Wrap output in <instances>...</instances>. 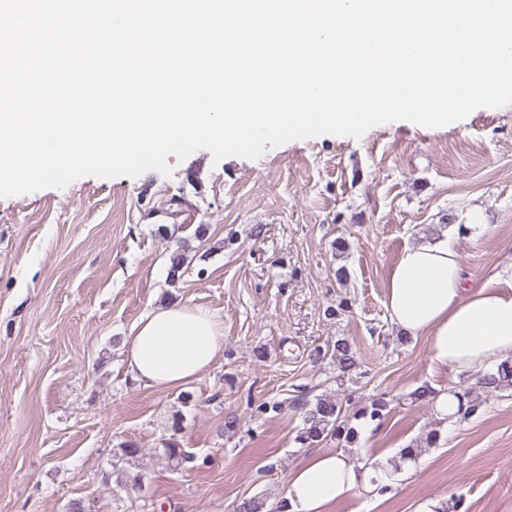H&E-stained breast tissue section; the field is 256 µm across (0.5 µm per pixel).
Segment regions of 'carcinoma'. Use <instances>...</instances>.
I'll return each instance as SVG.
<instances>
[{"label":"carcinoma","mask_w":512,"mask_h":512,"mask_svg":"<svg viewBox=\"0 0 512 512\" xmlns=\"http://www.w3.org/2000/svg\"><path fill=\"white\" fill-rule=\"evenodd\" d=\"M331 359L336 363V385L343 387L354 381L358 374L359 361L352 342L345 336H338L332 341ZM512 389V359L484 370L475 378L474 386L448 391V397L455 401L456 409L448 414L446 420L470 419L482 409L484 397L506 392ZM437 392L424 385L404 395L412 405H434ZM395 399L383 395L372 397L361 404L355 412L347 413L340 399L335 394H321L300 404L302 426L298 429L294 442L302 447L317 445L323 441L336 440L348 447L359 443L360 430L357 421L373 423L379 427L391 412ZM439 440L438 430L433 429L422 441L410 443L400 450V460L413 461L427 448L434 447ZM165 455L173 466L177 467L195 460V456L185 452L174 444L164 448Z\"/></svg>","instance_id":"1"}]
</instances>
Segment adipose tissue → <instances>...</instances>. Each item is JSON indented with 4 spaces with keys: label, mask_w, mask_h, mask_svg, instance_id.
<instances>
[{
    "label": "adipose tissue",
    "mask_w": 512,
    "mask_h": 512,
    "mask_svg": "<svg viewBox=\"0 0 512 512\" xmlns=\"http://www.w3.org/2000/svg\"><path fill=\"white\" fill-rule=\"evenodd\" d=\"M512 261L484 284L468 283L453 241L406 247L393 265L387 309L395 326L428 340L440 367L475 373L512 357ZM126 367L143 387L179 388L207 370L224 348L215 314L186 301L166 303L141 316L132 329ZM359 458L320 451L299 463L288 479L289 512H328L361 487Z\"/></svg>",
    "instance_id": "1"
}]
</instances>
